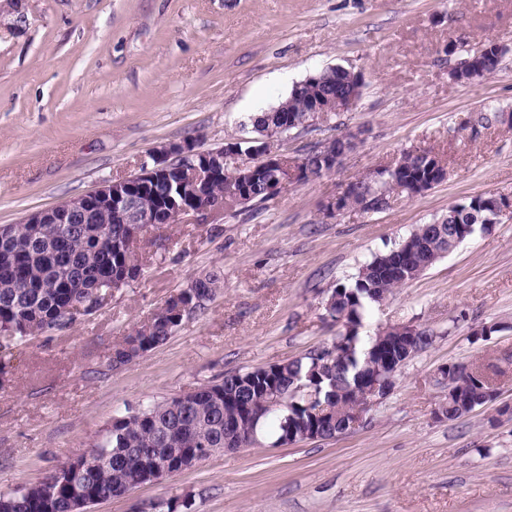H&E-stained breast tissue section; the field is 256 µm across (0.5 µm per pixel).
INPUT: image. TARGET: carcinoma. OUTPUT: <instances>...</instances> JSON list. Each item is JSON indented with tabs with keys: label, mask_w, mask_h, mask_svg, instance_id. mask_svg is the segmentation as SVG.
Segmentation results:
<instances>
[{
	"label": "carcinoma",
	"mask_w": 512,
	"mask_h": 512,
	"mask_svg": "<svg viewBox=\"0 0 512 512\" xmlns=\"http://www.w3.org/2000/svg\"><path fill=\"white\" fill-rule=\"evenodd\" d=\"M501 55L488 39L477 63L478 76L492 74ZM363 81L354 79L348 70L336 66L313 74L300 95L279 104L281 112L303 124L310 119L309 109L326 98L361 95ZM500 111L491 107L469 126L470 138L500 122ZM244 149L260 145L258 139L274 132V113L268 111L248 116ZM432 152L412 149L401 155L403 165L399 180L409 189L418 182L440 183L434 175ZM363 193L383 195L388 183L357 180ZM239 183L229 172L215 179L194 197L196 203L224 200L233 202V190ZM466 203L448 209V214L434 224H420L408 236L409 257L404 270L396 268L395 245L378 252L353 276L338 280L324 301L327 314L336 322L352 326L351 333H339L332 343L312 350L302 357L277 365L268 373L263 367L227 374L220 381L205 385L187 404L165 398L127 410L115 418L104 435L94 443L99 463L83 466L87 451H82L54 468L57 480L50 493L44 481L9 492H0V512H71L78 499L88 506L99 500L122 495L146 482L152 465L163 463L178 452L200 448L224 447V436L244 428L246 420L240 405L262 408L267 398L277 393L287 404L266 412L256 435L270 432L281 438L285 433L298 436L313 423L307 406V392L315 389L320 400L332 407L346 397L360 381L384 376L382 354L392 356L393 366L402 368L412 354L431 344L434 334L426 328L411 350L404 346L406 326L396 325L375 333L359 335V328L373 306L382 303L392 291L430 268L439 258L452 251L464 238L457 232L460 224L479 225L485 212H471ZM7 236L0 239V348H7L29 337L67 327L73 319L72 308L86 315L96 312L99 293L130 284L126 272L143 273L139 256V239L133 237L122 218L115 212L100 214L95 224H49L40 233L31 224H8ZM196 291L180 290L179 300L199 311L212 300L221 286V275L208 273L198 278ZM183 318L160 309L151 319L132 328L113 348L112 362L126 365L166 343L182 325ZM448 398L440 409L449 421L465 416L488 403L496 380L479 366L468 372L450 367L446 372ZM343 411L320 422L322 439H333L342 427Z\"/></svg>",
	"instance_id": "carcinoma-1"
}]
</instances>
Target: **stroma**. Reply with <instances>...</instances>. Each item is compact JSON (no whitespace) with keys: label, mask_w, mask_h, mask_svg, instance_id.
Segmentation results:
<instances>
[{"label":"stroma","mask_w":512,"mask_h":512,"mask_svg":"<svg viewBox=\"0 0 512 512\" xmlns=\"http://www.w3.org/2000/svg\"><path fill=\"white\" fill-rule=\"evenodd\" d=\"M488 38L506 48L498 70L453 82L449 68ZM336 65L362 75L361 98L292 136L288 155L352 137L340 166L218 224L189 213L150 229L140 279L0 352V491L42 480L139 403L331 344L340 327L322 301L336 280L451 205L512 194V127L475 140L460 129L486 108L512 111V0H0V225L133 175L165 144L221 146ZM414 147L447 159L449 177L377 212L325 216L329 197ZM214 269L223 282L203 310L112 368L132 327ZM395 324L435 339L359 426L294 445L264 435L94 512L184 496L192 512H512V418L496 414L512 405V219L394 290L359 333ZM451 363L502 371L496 399L454 421L437 417V372Z\"/></svg>","instance_id":"35a3bbf8"}]
</instances>
